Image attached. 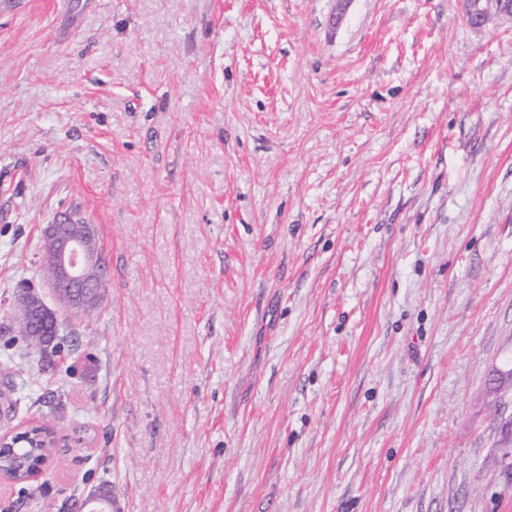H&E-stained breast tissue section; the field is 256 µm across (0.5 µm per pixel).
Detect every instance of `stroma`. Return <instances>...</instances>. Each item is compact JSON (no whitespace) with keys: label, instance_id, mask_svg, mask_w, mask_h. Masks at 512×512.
<instances>
[{"label":"stroma","instance_id":"35a3bbf8","mask_svg":"<svg viewBox=\"0 0 512 512\" xmlns=\"http://www.w3.org/2000/svg\"><path fill=\"white\" fill-rule=\"evenodd\" d=\"M0 0V323L96 227L74 353L0 335V512H512V19L462 0ZM464 16L476 30L486 27L498 17L512 18L511 0H462ZM22 434L20 432L15 431L12 428H3L1 426L0 429V467L3 466V460L1 456V448H13L11 455H14L15 459H25L27 462L32 458V452L34 448H27L25 445H19L18 448H15L17 443L21 441L23 438H20ZM14 439H17L16 441H13ZM49 443H45V446L42 448H37L40 450V453L33 457L32 460L29 461L27 464L25 470L27 468H35L40 460V456L43 454V451L45 448H49Z\"/></svg>","mask_w":512,"mask_h":512}]
</instances>
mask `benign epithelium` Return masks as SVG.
Listing matches in <instances>:
<instances>
[{
  "instance_id": "benign-epithelium-1",
  "label": "benign epithelium",
  "mask_w": 512,
  "mask_h": 512,
  "mask_svg": "<svg viewBox=\"0 0 512 512\" xmlns=\"http://www.w3.org/2000/svg\"><path fill=\"white\" fill-rule=\"evenodd\" d=\"M469 25L479 30L498 17L512 18V0H462ZM44 246L51 259L52 272L46 277L55 306L51 307L35 290L18 295L16 307L24 320L21 326L34 337L36 347L51 351L55 343L57 310L83 314L96 308L104 264L97 248L94 225L80 215L64 213L44 227ZM495 393L512 389V363L507 361L494 373ZM501 461L512 469V419L501 426Z\"/></svg>"
}]
</instances>
